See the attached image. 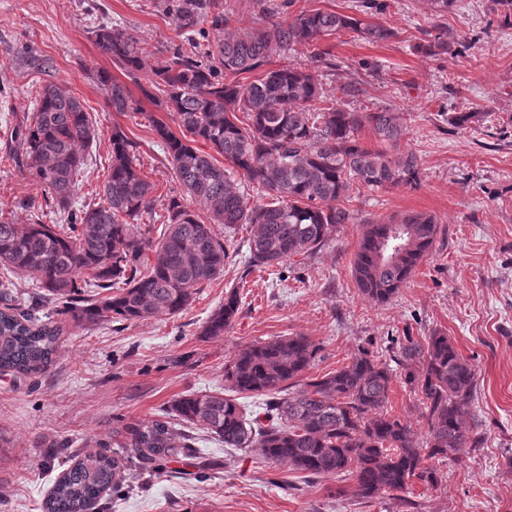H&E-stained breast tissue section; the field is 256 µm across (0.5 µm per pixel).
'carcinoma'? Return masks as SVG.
<instances>
[{"instance_id": "cac0c4a2", "label": "carcinoma", "mask_w": 512, "mask_h": 512, "mask_svg": "<svg viewBox=\"0 0 512 512\" xmlns=\"http://www.w3.org/2000/svg\"><path fill=\"white\" fill-rule=\"evenodd\" d=\"M207 17L201 0H179L171 15L177 43L156 64L143 56L135 35L112 23L96 21L89 30L126 77L135 82L138 73L151 72L142 95L179 128L176 133L164 119H152L186 193L170 199L159 242L150 236L151 225L137 223L152 212L156 186L142 174L134 143L119 127L112 132L101 204L75 207L81 150L94 142L95 126L71 89L43 87L21 130L19 165L49 191L68 227L20 226L0 216L1 373L31 378L45 372L53 363L59 321L91 327L181 313L229 263L217 224L226 237L239 224L251 225L248 263L281 265L321 249L338 226L352 223L353 186L420 185V157L398 148L406 131L403 113L349 112L308 71L294 64L270 67L274 55L299 45L315 47L346 31L386 41L396 36L394 29L340 12L302 10L288 21L228 32L214 45L197 43L190 33ZM419 47L431 55L448 49V32L427 34ZM98 81L112 109L139 110L127 85L105 71ZM365 128L374 136L370 145L360 138ZM180 132L210 144L224 165ZM248 186L264 202L249 204ZM193 202L206 207L211 223L197 217ZM439 233L437 219L422 212L365 222L353 259L361 294L390 300L432 252ZM17 274L40 289L37 302H16ZM46 300L55 303L51 315L42 312ZM239 306L238 291L229 289L200 336H223ZM405 340L393 362L406 370L405 383L421 406L423 447L408 424L387 413L394 378L389 364L364 348L335 370L306 378L320 345L305 336H280L240 350L224 365L230 391L266 397L265 420L247 418L237 399L222 392L183 394L162 416L116 430L118 448L74 453L72 466L47 494L44 512H104L106 492L174 461L189 467L184 475L203 476L210 463L196 448L192 429L229 450L257 448L267 461L311 479L334 478L338 496L388 497L416 510L419 504L403 493L415 481L438 483L426 460H455L461 448H477L481 440L467 425L477 388L472 364L441 332L423 343ZM349 479L351 488L343 486Z\"/></svg>"}]
</instances>
